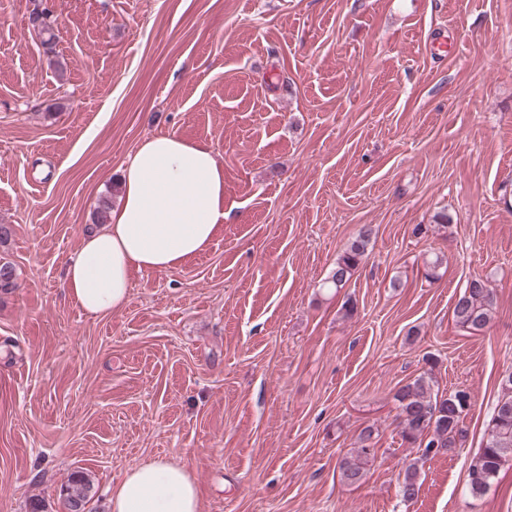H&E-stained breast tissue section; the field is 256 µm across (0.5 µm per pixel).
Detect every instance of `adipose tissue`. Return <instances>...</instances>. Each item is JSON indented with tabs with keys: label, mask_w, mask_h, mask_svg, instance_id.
<instances>
[{
	"label": "adipose tissue",
	"mask_w": 512,
	"mask_h": 512,
	"mask_svg": "<svg viewBox=\"0 0 512 512\" xmlns=\"http://www.w3.org/2000/svg\"><path fill=\"white\" fill-rule=\"evenodd\" d=\"M110 220L69 258L68 293L85 313L105 316L129 300L135 270H168L201 253L224 218V172L212 149L172 134L147 138L123 165ZM112 512H200L186 469L156 459L130 469L111 495Z\"/></svg>",
	"instance_id": "ef3b65f1"
}]
</instances>
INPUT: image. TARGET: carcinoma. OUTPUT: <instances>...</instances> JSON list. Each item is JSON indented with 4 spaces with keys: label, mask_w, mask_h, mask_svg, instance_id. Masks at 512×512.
I'll use <instances>...</instances> for the list:
<instances>
[{
    "label": "carcinoma",
    "mask_w": 512,
    "mask_h": 512,
    "mask_svg": "<svg viewBox=\"0 0 512 512\" xmlns=\"http://www.w3.org/2000/svg\"><path fill=\"white\" fill-rule=\"evenodd\" d=\"M48 14L34 12L29 17L32 28L40 30L43 45L53 49L55 33ZM372 229L361 228L356 239L337 259L328 278V284L336 289L344 287L367 258V245ZM16 288L13 267L0 265V292L8 293ZM494 292L488 281L473 278L463 293L455 299L452 315L455 323L472 332L485 329L491 320ZM503 395L497 402L488 428L484 446L473 457L468 467V485L472 494L482 495L499 474L502 466L512 460V373L501 381ZM467 392L459 389L445 396L431 394L426 376L420 375L402 386L395 395L398 402L400 436L403 443L424 449V455L451 453L465 440L463 418L469 407L463 405L460 396ZM374 429L364 428L358 435V448L338 462L341 479L359 484L366 475L369 459L375 454ZM92 484L81 471L69 474L61 485L60 498L67 512H86ZM418 465L409 463L399 483L402 500L409 502L417 497Z\"/></svg>",
    "instance_id": "cac0c4a2"
}]
</instances>
